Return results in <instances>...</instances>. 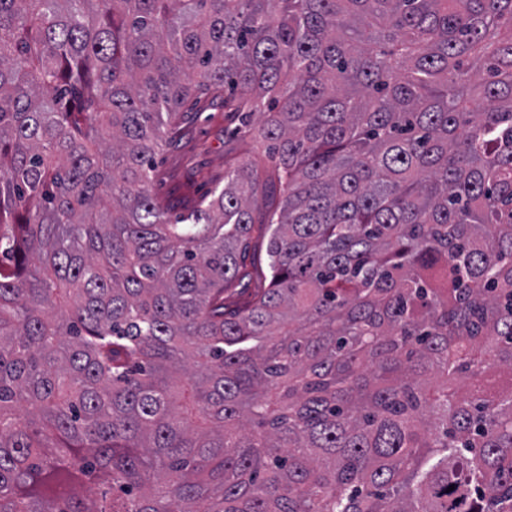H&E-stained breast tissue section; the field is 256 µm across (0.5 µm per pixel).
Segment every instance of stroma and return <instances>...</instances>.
Returning <instances> with one entry per match:
<instances>
[{"label": "stroma", "instance_id": "stroma-1", "mask_svg": "<svg viewBox=\"0 0 512 512\" xmlns=\"http://www.w3.org/2000/svg\"><path fill=\"white\" fill-rule=\"evenodd\" d=\"M241 116L224 109V98L203 93L186 101L171 119L152 192L171 213L190 210L203 195L224 185V169L237 160L270 168L264 148L249 135L234 134Z\"/></svg>", "mask_w": 512, "mask_h": 512}]
</instances>
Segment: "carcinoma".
I'll list each match as a JSON object with an SVG mask.
<instances>
[{
	"label": "carcinoma",
	"mask_w": 512,
	"mask_h": 512,
	"mask_svg": "<svg viewBox=\"0 0 512 512\" xmlns=\"http://www.w3.org/2000/svg\"><path fill=\"white\" fill-rule=\"evenodd\" d=\"M0 512H512V0H0ZM241 114L224 112V94L203 93L186 101L171 119L175 134L163 142L152 192L172 214L190 210L203 195L224 186V168L250 160L271 167L264 148L250 134H228Z\"/></svg>",
	"instance_id": "1"
}]
</instances>
